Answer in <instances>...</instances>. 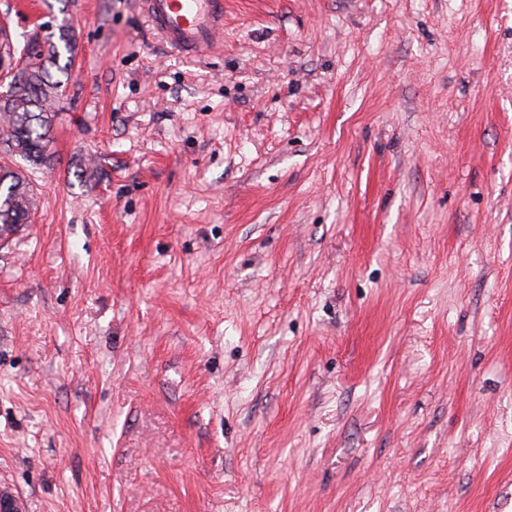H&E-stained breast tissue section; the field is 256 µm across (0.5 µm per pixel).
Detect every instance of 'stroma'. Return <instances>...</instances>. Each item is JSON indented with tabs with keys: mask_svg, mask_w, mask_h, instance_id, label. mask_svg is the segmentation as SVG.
<instances>
[{
	"mask_svg": "<svg viewBox=\"0 0 512 512\" xmlns=\"http://www.w3.org/2000/svg\"><path fill=\"white\" fill-rule=\"evenodd\" d=\"M68 27L0 241V486L29 512H512V0H139ZM165 43L186 55L214 50L224 34V0H142ZM31 198L32 186L20 170L0 165V239L26 222Z\"/></svg>",
	"mask_w": 512,
	"mask_h": 512,
	"instance_id": "35a3bbf8",
	"label": "stroma"
}]
</instances>
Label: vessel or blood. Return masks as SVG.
<instances>
[{"label": "vessel or blood", "mask_w": 512, "mask_h": 512, "mask_svg": "<svg viewBox=\"0 0 512 512\" xmlns=\"http://www.w3.org/2000/svg\"><path fill=\"white\" fill-rule=\"evenodd\" d=\"M165 43L187 55L214 50L224 33V0H142Z\"/></svg>", "instance_id": "b4317fda"}]
</instances>
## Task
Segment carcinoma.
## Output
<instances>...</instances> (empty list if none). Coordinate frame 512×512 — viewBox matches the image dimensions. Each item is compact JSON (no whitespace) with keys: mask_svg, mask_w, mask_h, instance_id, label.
Segmentation results:
<instances>
[{"mask_svg":"<svg viewBox=\"0 0 512 512\" xmlns=\"http://www.w3.org/2000/svg\"><path fill=\"white\" fill-rule=\"evenodd\" d=\"M60 53L50 40L28 42L25 62L16 65L8 97L0 99V117L8 133L0 149L10 157H20L40 165L47 157L49 133L56 116V102L62 81L50 67L66 74L71 61L59 65ZM32 186L20 170L0 165V239L15 232L28 217Z\"/></svg>","mask_w":512,"mask_h":512,"instance_id":"carcinoma-1","label":"carcinoma"}]
</instances>
